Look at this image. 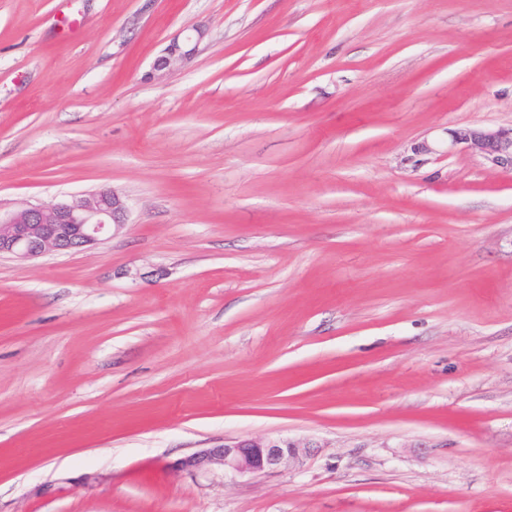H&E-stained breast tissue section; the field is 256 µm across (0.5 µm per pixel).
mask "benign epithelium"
I'll list each match as a JSON object with an SVG mask.
<instances>
[{"mask_svg": "<svg viewBox=\"0 0 512 512\" xmlns=\"http://www.w3.org/2000/svg\"><path fill=\"white\" fill-rule=\"evenodd\" d=\"M191 54L174 42L159 57L155 70L163 71ZM448 148L460 149L482 159L492 170L512 174V127H456L448 130ZM128 207L110 188L81 196L24 205L0 214V255L29 260L47 254L79 252L114 234L127 224ZM313 452V445L290 439L226 441L201 449L171 464L177 471L193 474L232 475L274 472L298 465Z\"/></svg>", "mask_w": 512, "mask_h": 512, "instance_id": "1", "label": "benign epithelium"}]
</instances>
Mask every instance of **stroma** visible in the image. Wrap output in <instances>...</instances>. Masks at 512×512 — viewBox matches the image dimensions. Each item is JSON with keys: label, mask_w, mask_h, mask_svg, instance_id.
<instances>
[{"label": "stroma", "mask_w": 512, "mask_h": 512, "mask_svg": "<svg viewBox=\"0 0 512 512\" xmlns=\"http://www.w3.org/2000/svg\"><path fill=\"white\" fill-rule=\"evenodd\" d=\"M510 125L512 0H0V211L130 210L0 258V512H512ZM448 148L460 149L482 159L492 170L512 174V126L456 127L448 131ZM128 207L110 188L70 199L0 211V256L29 260L47 254L79 252L127 224ZM315 446L300 444L290 439L255 437L204 448L180 458L170 467L193 474L247 475L274 472L283 467L298 465L310 455Z\"/></svg>", "instance_id": "35a3bbf8"}]
</instances>
